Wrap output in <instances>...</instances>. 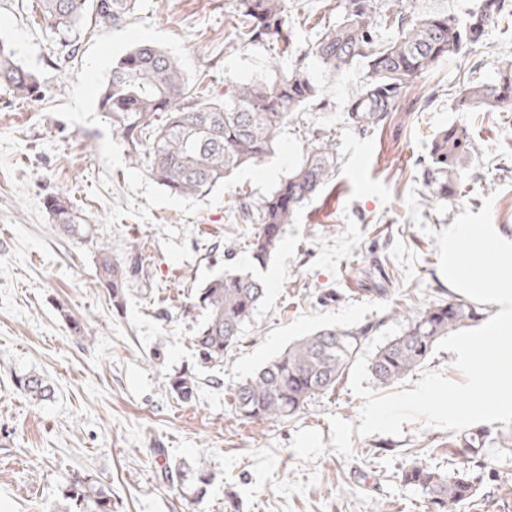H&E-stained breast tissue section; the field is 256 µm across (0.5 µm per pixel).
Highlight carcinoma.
<instances>
[{
  "mask_svg": "<svg viewBox=\"0 0 512 512\" xmlns=\"http://www.w3.org/2000/svg\"><path fill=\"white\" fill-rule=\"evenodd\" d=\"M232 2L230 36L236 43L279 39L288 29L286 0ZM135 4L136 0H39L40 17L60 36L55 66L68 62L78 51L75 33L81 25H117ZM508 7L507 0H479L477 10L465 20L450 15L413 19L400 9L384 16L396 35L383 43L376 34L380 15L376 0H339L338 21L322 28L311 52L331 72L363 64L366 82L347 109V121L366 133L396 109L411 82L440 59L481 42ZM0 88L31 101L40 100L44 91L36 75L18 62L15 50L2 38ZM319 96V87L298 63L270 82L226 81L219 95L193 89L174 57L152 44H138L112 65L100 88L98 107L123 141L132 167L144 169L174 196L196 197L224 183L235 169L271 154L283 127ZM457 105L512 112V61H502L495 82L464 86ZM471 149V140L460 127L452 125L433 137L423 162V177L438 200L446 201L456 193ZM335 158V144L321 137L261 202L245 196L239 199L240 222L258 225L250 243L254 262L264 265L276 253L284 226L326 186ZM44 206L57 231L84 242L90 238V225L83 223L68 197L49 196ZM141 272L138 264L113 256L106 243L97 244L96 278L114 307H122L126 283ZM265 295L266 285L260 278L231 266L196 289L192 305L202 312L191 336L197 369L212 371L224 366ZM477 315V306L453 299L409 310L400 334L371 356L368 371L373 382L381 387L398 383L429 357L440 339L475 321ZM375 330L373 325L323 328L296 340L230 389L233 414L246 422H284L296 416L311 399L336 389ZM166 383L171 394L184 403L191 402L198 390L191 369L167 375ZM17 385L39 401L54 395V388L39 374L20 376ZM480 447L481 435L470 433L460 438L457 452L467 459ZM173 473L183 486L188 506L196 512L211 473L201 465L194 470L176 467ZM401 481L420 488L432 512H457L462 502L476 494L463 469L445 473L413 463L402 471ZM62 500L58 512H112V491L87 473L71 477Z\"/></svg>",
  "mask_w": 512,
  "mask_h": 512,
  "instance_id": "obj_1",
  "label": "carcinoma"
}]
</instances>
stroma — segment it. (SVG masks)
I'll list each match as a JSON object with an SVG mask.
<instances>
[{
	"label": "stroma",
	"instance_id": "1",
	"mask_svg": "<svg viewBox=\"0 0 512 512\" xmlns=\"http://www.w3.org/2000/svg\"><path fill=\"white\" fill-rule=\"evenodd\" d=\"M230 11V0H137L122 23L82 30L77 55L58 68V37L36 0H0V33L45 92L29 101L0 89V512H53L77 471L111 488L113 512H188L164 474L180 462L212 474L202 512H224L230 496L241 512H429L421 490L401 481L416 460L442 472L466 468L478 492L458 512H512V425L478 423L484 445L467 463L455 450L459 432L421 419L397 436L358 435L364 400L347 376L285 422L244 423L228 407L235 384L299 337L390 327L393 307L465 300L441 274L434 238L464 210L491 201L495 230L512 241V112L456 105L463 84L494 80L512 57V17L436 63L363 134L345 113L365 68L331 73L311 53L322 24L336 19V0H288L289 38L245 46L227 36ZM140 43L176 58L190 83L219 91L228 81L273 80L299 62L322 103L296 113L262 161L205 196H173L129 164L97 106L113 63ZM451 125L467 130L474 150L456 196L440 202L417 169L433 135ZM319 132L336 143L331 181L296 211L277 253L255 265L247 247L255 227L235 220L239 196L270 194ZM56 193L90 224L91 241L54 230L44 200ZM100 241L143 267L119 310L95 277ZM229 249L268 291L221 385L199 371L196 397L183 403L165 377L193 366L191 298L223 271ZM73 320L83 333L72 332ZM26 373L47 378L53 398L30 399L16 382Z\"/></svg>",
	"mask_w": 512,
	"mask_h": 512
}]
</instances>
